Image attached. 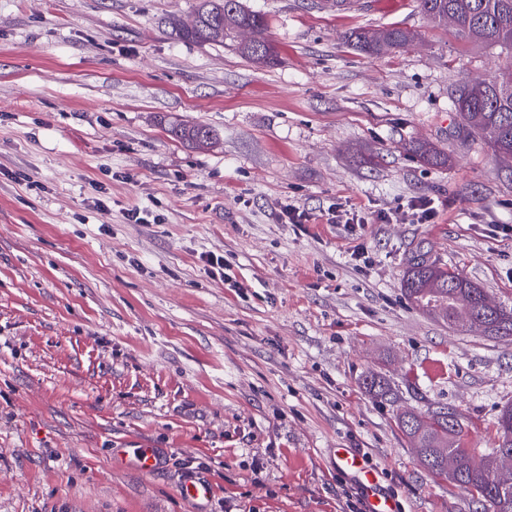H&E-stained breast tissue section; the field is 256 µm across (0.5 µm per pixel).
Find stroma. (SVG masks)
<instances>
[{"mask_svg":"<svg viewBox=\"0 0 512 512\" xmlns=\"http://www.w3.org/2000/svg\"><path fill=\"white\" fill-rule=\"evenodd\" d=\"M198 2L0 0V512H364L334 448L359 449L399 512H471L395 416L458 410L490 452L512 341L435 321L402 278L420 243L512 307V235L492 233L512 225V168L459 129L450 98L512 57L416 0H243L278 52L258 68L170 37L168 16ZM390 25L416 42H345ZM177 123L216 146L182 142ZM419 141L448 163L412 153ZM420 197L434 223L407 217ZM288 203L311 222L278 223ZM334 203L397 218L359 237L326 222ZM133 207L160 223H126ZM370 372L392 398L365 392ZM125 448L155 449L157 474ZM188 474L212 499L181 496ZM375 32H380L377 37ZM346 42L355 50L370 54L396 52L410 46L416 39L413 32L398 27L388 26L380 29L362 28L345 36ZM172 132L178 139L196 147L211 145L215 140L213 130L202 124H180Z\"/></svg>","mask_w":512,"mask_h":512,"instance_id":"1","label":"stroma"}]
</instances>
